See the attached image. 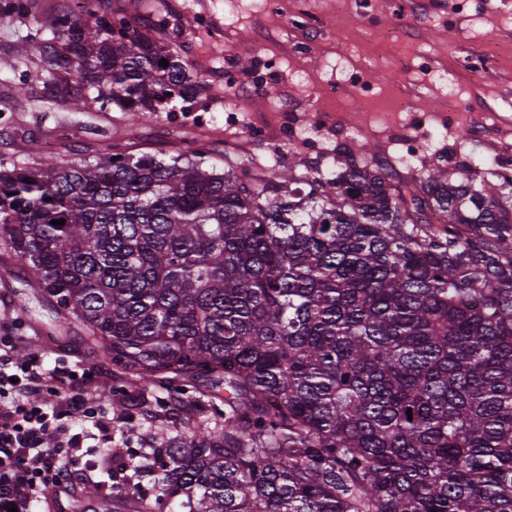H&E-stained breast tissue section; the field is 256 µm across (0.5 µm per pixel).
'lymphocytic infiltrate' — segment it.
Instances as JSON below:
<instances>
[{
  "mask_svg": "<svg viewBox=\"0 0 512 512\" xmlns=\"http://www.w3.org/2000/svg\"><path fill=\"white\" fill-rule=\"evenodd\" d=\"M15 369L21 380H13ZM55 376L58 387H45L38 357L19 363L0 353V512H28L34 498L74 480L69 461L82 440L67 435L63 418L89 414L90 398L71 370Z\"/></svg>",
  "mask_w": 512,
  "mask_h": 512,
  "instance_id": "f902f5d3",
  "label": "lymphocytic infiltrate"
}]
</instances>
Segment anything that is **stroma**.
Returning <instances> with one entry per match:
<instances>
[{
    "instance_id": "stroma-1",
    "label": "stroma",
    "mask_w": 512,
    "mask_h": 512,
    "mask_svg": "<svg viewBox=\"0 0 512 512\" xmlns=\"http://www.w3.org/2000/svg\"><path fill=\"white\" fill-rule=\"evenodd\" d=\"M108 8L159 43L177 50L191 66L199 91L188 110L156 112L140 123L112 109L52 112L29 106L45 93L36 81L50 25L72 0H39L37 15L0 13V161L35 166L45 158L69 165L92 159L109 144L132 152L167 153L206 148L207 165L260 174L266 168L336 169L337 151L376 162L412 153L405 176L441 168L457 176L471 162L486 170L512 165V0H375L360 16L352 0H308L321 36L306 58L290 49L293 0L270 11L267 0H106ZM465 56L483 60L479 72L451 69ZM447 79H439V72ZM27 98L4 99L20 73ZM336 90L330 117L317 121L314 102ZM409 107L398 127L384 112L400 101ZM266 136L252 138L255 120ZM317 125L308 143L294 142L296 128ZM25 286L16 262L0 250V339H14L15 357L38 356L45 369L62 365L90 382L94 409L115 416L114 368L84 340L79 325L44 303L19 306ZM76 457L80 488L96 485L105 498L112 484L111 453L93 426L83 430Z\"/></svg>"
}]
</instances>
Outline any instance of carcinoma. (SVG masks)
<instances>
[{
	"instance_id": "carcinoma-1",
	"label": "carcinoma",
	"mask_w": 512,
	"mask_h": 512,
	"mask_svg": "<svg viewBox=\"0 0 512 512\" xmlns=\"http://www.w3.org/2000/svg\"><path fill=\"white\" fill-rule=\"evenodd\" d=\"M129 27L76 0L37 78L134 119L192 99L178 52ZM206 154L0 162V247L124 371L112 435L131 410L211 412L189 436L112 449V501L512 512V179L396 181L349 156L332 178L258 181Z\"/></svg>"
}]
</instances>
